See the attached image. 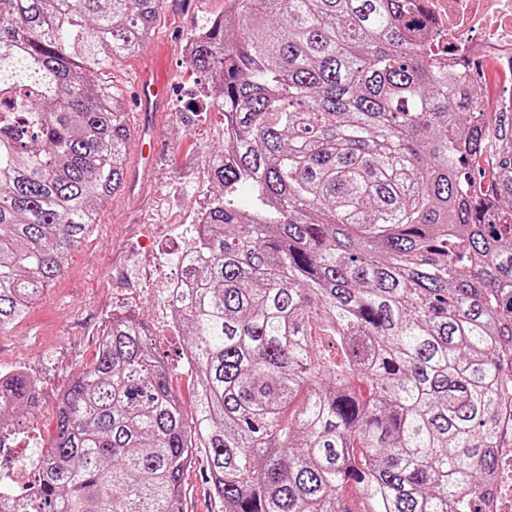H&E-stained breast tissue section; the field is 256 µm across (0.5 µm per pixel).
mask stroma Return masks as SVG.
<instances>
[{
    "label": "stroma",
    "instance_id": "35a3bbf8",
    "mask_svg": "<svg viewBox=\"0 0 512 512\" xmlns=\"http://www.w3.org/2000/svg\"><path fill=\"white\" fill-rule=\"evenodd\" d=\"M228 0H165L155 32L140 53L116 59L109 72L124 97L131 136L128 158L157 141L146 186L130 185L105 200L97 227L64 261L25 317L0 331V373L24 371L38 381V406L19 410L12 461L36 458L56 432L59 399L95 360L102 331L116 312H134L149 328L157 351L169 364V383L184 409L196 398V379L184 352L185 336L175 328L162 292L163 280L179 276L182 252L192 247L195 216L215 189L208 158L224 142V116L201 109L192 92L204 80L184 53L191 31L222 17ZM155 68L169 76L168 110L144 112L135 83ZM197 456L184 475L182 512H219Z\"/></svg>",
    "mask_w": 512,
    "mask_h": 512
}]
</instances>
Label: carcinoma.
Here are the masks:
<instances>
[{
	"label": "carcinoma",
	"instance_id": "carcinoma-1",
	"mask_svg": "<svg viewBox=\"0 0 512 512\" xmlns=\"http://www.w3.org/2000/svg\"><path fill=\"white\" fill-rule=\"evenodd\" d=\"M163 2L0 0V330L126 184L101 74ZM431 25L425 0H237L190 35L232 136L175 303L194 417L147 325L114 316L33 483L0 503L181 512L202 448L221 512H353L348 487L360 512H481L512 352V112L448 75ZM36 406L24 373L0 375V449Z\"/></svg>",
	"mask_w": 512,
	"mask_h": 512
}]
</instances>
